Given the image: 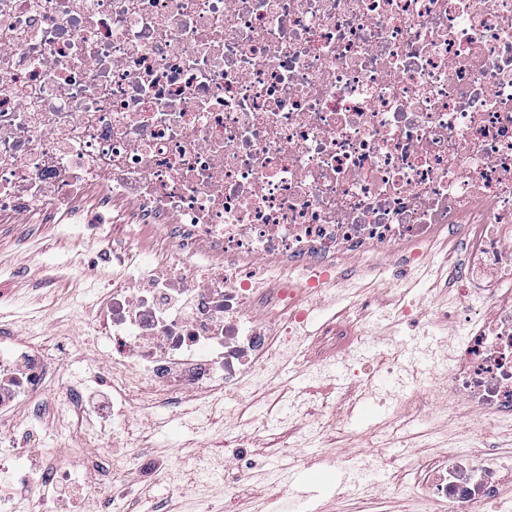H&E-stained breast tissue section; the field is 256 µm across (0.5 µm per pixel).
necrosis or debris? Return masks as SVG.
<instances>
[{"instance_id": "1", "label": "necrosis or debris", "mask_w": 512, "mask_h": 512, "mask_svg": "<svg viewBox=\"0 0 512 512\" xmlns=\"http://www.w3.org/2000/svg\"><path fill=\"white\" fill-rule=\"evenodd\" d=\"M33 211L100 243L112 276L82 308L106 357L85 382L0 331V422L30 409L0 434V512L21 480L40 505L129 512L125 458L50 461L47 388L86 445L129 447L139 415L257 382L322 279L384 254L405 285L446 231L469 339L447 357L422 328L374 377L414 417L441 394L472 422L441 455L361 468L400 470L424 512L512 489L487 436L512 424V0H0V220ZM333 410L291 403L274 456Z\"/></svg>"}]
</instances>
